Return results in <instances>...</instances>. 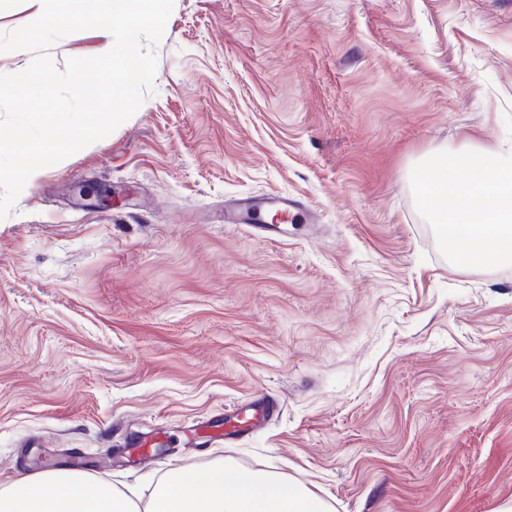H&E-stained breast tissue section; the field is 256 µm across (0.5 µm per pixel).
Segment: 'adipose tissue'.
<instances>
[{
	"instance_id": "1",
	"label": "adipose tissue",
	"mask_w": 512,
	"mask_h": 512,
	"mask_svg": "<svg viewBox=\"0 0 512 512\" xmlns=\"http://www.w3.org/2000/svg\"><path fill=\"white\" fill-rule=\"evenodd\" d=\"M0 512H332L276 469L218 461L173 472L149 496L75 469H47L0 487Z\"/></svg>"
}]
</instances>
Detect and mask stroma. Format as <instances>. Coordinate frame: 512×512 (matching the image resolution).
<instances>
[{
	"mask_svg": "<svg viewBox=\"0 0 512 512\" xmlns=\"http://www.w3.org/2000/svg\"><path fill=\"white\" fill-rule=\"evenodd\" d=\"M154 54L139 110L0 219V486L107 458L146 495L224 459L334 512H499L512 267L448 261L410 174L512 147V0H174ZM273 192L317 231L224 223ZM259 395L262 428L204 432ZM136 436L164 453L113 459Z\"/></svg>",
	"mask_w": 512,
	"mask_h": 512,
	"instance_id": "1",
	"label": "stroma"
}]
</instances>
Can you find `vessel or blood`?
I'll use <instances>...</instances> for the list:
<instances>
[{"label": "vessel or blood", "instance_id": "obj_1", "mask_svg": "<svg viewBox=\"0 0 512 512\" xmlns=\"http://www.w3.org/2000/svg\"><path fill=\"white\" fill-rule=\"evenodd\" d=\"M224 221L228 224L250 225L269 237L280 232L286 224L301 222L314 225L317 216L300 197L276 193L226 202ZM278 410L277 402L268 398H255L243 405H233L229 414L215 417L209 426L222 432L225 441L233 442L268 422Z\"/></svg>", "mask_w": 512, "mask_h": 512}]
</instances>
